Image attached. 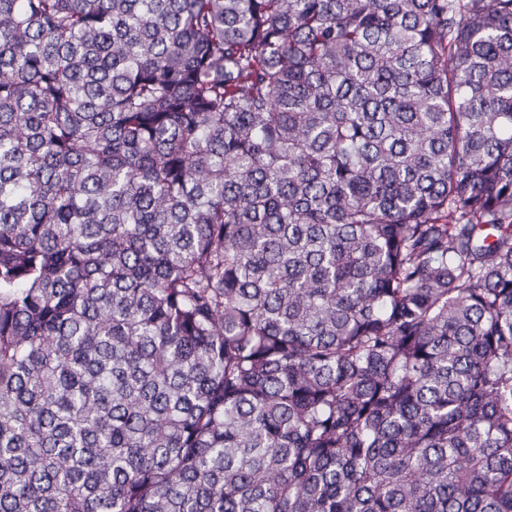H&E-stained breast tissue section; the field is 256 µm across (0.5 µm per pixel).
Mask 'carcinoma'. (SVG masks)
<instances>
[{"label": "carcinoma", "mask_w": 512, "mask_h": 512, "mask_svg": "<svg viewBox=\"0 0 512 512\" xmlns=\"http://www.w3.org/2000/svg\"><path fill=\"white\" fill-rule=\"evenodd\" d=\"M0 512H512V0H0Z\"/></svg>", "instance_id": "cac0c4a2"}]
</instances>
